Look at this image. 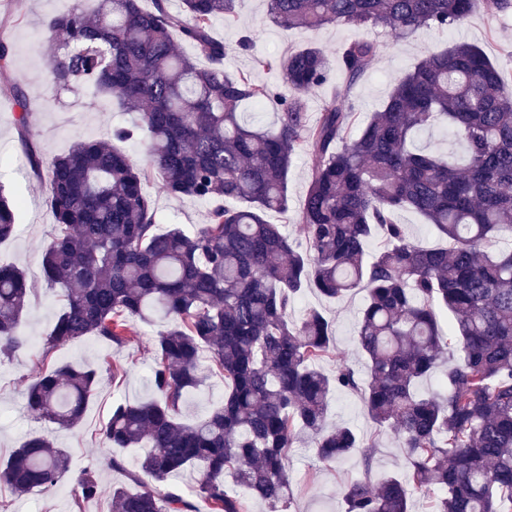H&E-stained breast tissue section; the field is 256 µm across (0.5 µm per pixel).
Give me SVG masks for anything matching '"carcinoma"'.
<instances>
[{"label":"carcinoma","instance_id":"obj_1","mask_svg":"<svg viewBox=\"0 0 512 512\" xmlns=\"http://www.w3.org/2000/svg\"><path fill=\"white\" fill-rule=\"evenodd\" d=\"M151 2L96 0L88 9L76 0L47 23L61 38L48 60L56 85L110 94L138 113L140 158L112 145L133 136L115 128L110 141L84 139L45 161L27 113L17 121L31 170L45 175L53 224L41 270L62 301L41 362L86 336L123 346L139 322H172L154 343L155 397L113 403L102 427L111 448L147 449L127 473L135 490L112 487L111 512H197L194 496L210 512H247L227 476L269 512H286L288 451L305 434L321 461L361 455L363 477L342 486L344 512H409L412 490L439 492L436 512H512V81L480 46L458 42L397 76L364 125L336 103L311 125L305 96L332 74L325 49L257 59L283 75L286 90L274 93L224 70L227 54L251 39L227 45L212 25L234 24L239 0H182L178 12L169 0ZM266 4L276 25L381 29L396 41L512 11V0ZM176 34L194 54L176 49ZM378 50L369 39L343 45L336 99L350 97ZM266 101L275 104L271 124L241 119L244 103ZM430 127L461 151L418 149ZM300 154L311 169L298 221L304 249L267 220L288 212ZM153 173L165 194L208 203V223L191 235L158 230ZM404 210L419 213L442 244L409 239L396 222ZM18 211L0 194V243L14 236ZM379 232L384 245L370 256ZM304 288L335 299L365 290L355 338L363 377L345 362L330 373L319 366L335 329L315 309L292 318ZM32 295L24 270L0 265L3 356L29 344L22 318ZM439 310L451 317L446 331ZM205 351L224 375V402L187 423L181 408L201 385ZM437 373L439 388L422 389ZM100 381L89 366H43L26 384L27 411L73 429ZM338 391L361 393L373 423L396 432L406 478L371 484L375 446L350 426H327ZM186 468L197 472L190 496L165 485ZM66 472L65 449L42 434L0 458V481L17 495L48 493ZM100 492L93 468L74 477L76 508Z\"/></svg>","mask_w":512,"mask_h":512}]
</instances>
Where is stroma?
<instances>
[{
  "label": "stroma",
  "instance_id": "35a3bbf8",
  "mask_svg": "<svg viewBox=\"0 0 512 512\" xmlns=\"http://www.w3.org/2000/svg\"><path fill=\"white\" fill-rule=\"evenodd\" d=\"M68 6L69 0H0V40L7 42L12 51L6 79L20 84L27 100L26 108L22 109L9 93L0 91V189L23 206L16 237L0 243V264L23 267L34 290L32 305L22 320L25 333L32 339V347L0 362V457L8 456L29 435L39 433L66 449L70 459L69 476L63 477L52 493L33 491L13 496L11 512H75L71 477L90 466L99 475L102 492L98 498L85 502L84 512H111L110 490L113 485L124 483L125 472L110 468V456L122 458L125 471H135L143 451L139 448L108 449L101 428L111 413L114 399L133 403L153 397L150 383L153 343L164 328L158 321L137 323L134 341L126 348L113 347L93 336L58 348L53 363L91 365L103 371L99 390L90 399L78 427L60 430L34 421L26 412L23 389L36 369L33 349L40 346L43 337L50 332L59 305L52 292L46 289L40 270V255L53 223L43 203L46 185L28 165L16 119L21 110H28L29 123L35 132L33 142L47 158L67 152L82 139L110 138L113 126L135 121L134 114L112 110L108 97L82 90H58L53 86L46 63L54 52L55 42L49 37L47 22ZM213 31L218 39L230 45L236 44L241 35H250L251 49L228 56L224 68L234 74H248L255 82L276 91L283 88L281 73L258 67L257 58L283 55L308 43L335 55L352 39L376 41L379 52L349 99L362 122L381 108L397 75L428 52L447 48L457 41L481 46L501 67L506 78L512 80V13L497 18L477 15L447 30H424L411 39L397 42L384 31L350 26H331L316 31L287 30L267 20L265 0H240L237 24L228 27L219 20ZM310 174L307 158H295L288 175L289 209L284 214L272 212L267 216L269 222L283 225L285 233L295 238L300 235L299 203ZM149 193L161 228L178 224L191 231L207 220L209 206L206 203L169 197L155 183L150 184ZM364 300L365 293L361 290L340 299L326 298L311 288L303 290L294 307L295 315L313 308L334 322L331 355L323 360L324 369H331L336 360L343 359L356 371H363L364 359L356 349L355 334ZM115 364L124 369L117 381L110 374ZM201 365L206 369L205 380L188 395L182 407V418L188 423L207 416L224 399L223 377L210 372L209 360H202ZM330 420L353 426L364 442L375 444L372 479L405 476L406 468L394 435L379 431L368 418L361 395L337 392L332 400ZM313 448L312 440L307 438L289 452L292 502L287 512H343L340 487L346 480L362 477L361 456L353 454L339 464L323 463L317 460Z\"/></svg>",
  "mask_w": 512,
  "mask_h": 512
}]
</instances>
